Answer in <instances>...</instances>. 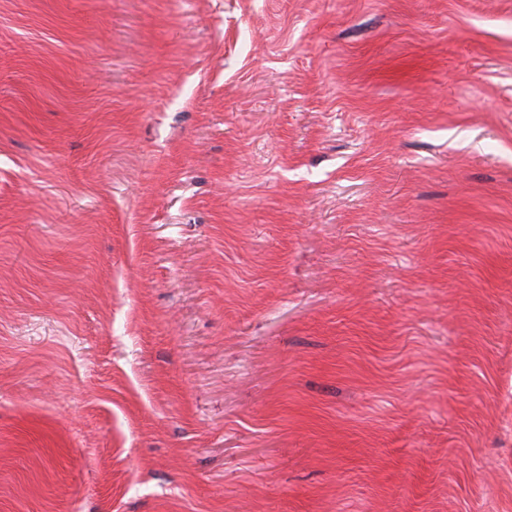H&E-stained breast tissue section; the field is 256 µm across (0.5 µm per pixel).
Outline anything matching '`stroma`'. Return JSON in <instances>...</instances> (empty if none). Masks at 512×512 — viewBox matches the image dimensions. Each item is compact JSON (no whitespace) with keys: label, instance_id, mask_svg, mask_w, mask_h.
Listing matches in <instances>:
<instances>
[{"label":"stroma","instance_id":"35a3bbf8","mask_svg":"<svg viewBox=\"0 0 512 512\" xmlns=\"http://www.w3.org/2000/svg\"><path fill=\"white\" fill-rule=\"evenodd\" d=\"M0 512H512V0H0Z\"/></svg>","mask_w":512,"mask_h":512}]
</instances>
